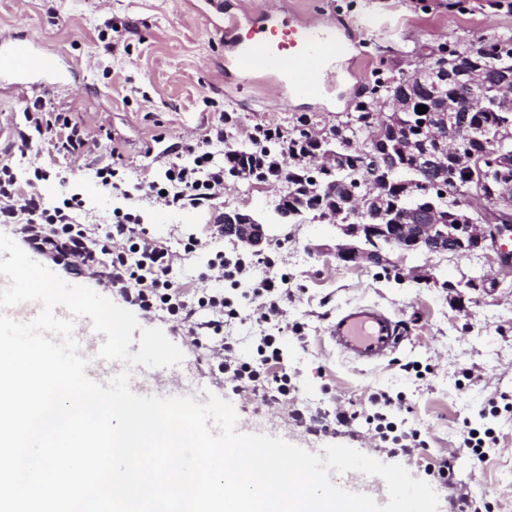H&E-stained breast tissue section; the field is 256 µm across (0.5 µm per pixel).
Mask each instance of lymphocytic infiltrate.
Here are the masks:
<instances>
[{
	"label": "lymphocytic infiltrate",
	"mask_w": 512,
	"mask_h": 512,
	"mask_svg": "<svg viewBox=\"0 0 512 512\" xmlns=\"http://www.w3.org/2000/svg\"><path fill=\"white\" fill-rule=\"evenodd\" d=\"M25 127L10 140L6 160H0V223L19 225L27 246L43 257L65 260L88 277L103 281L127 302L151 313L166 312L182 339L200 344L199 327H206L215 341L208 349L224 383L232 391L265 381L269 400L287 399L291 392L288 374L271 375L284 361L278 336L270 323L287 299L288 281L274 272L257 276L254 264L240 255L229 256L195 236L172 249L141 228L140 215L115 210L105 224L82 221L86 202L81 194L45 199L39 185L46 171L30 165L32 155L46 151L83 159L99 190L124 191L123 167L118 146L100 143L83 125L55 111L50 102L35 98L24 110ZM230 134L216 121L202 140L184 144L181 154L168 162L162 180L145 182L142 190L154 203L168 209L213 205L224 193V154L230 151ZM27 161L25 171L14 168L11 158ZM206 253V272L232 286L247 285L253 298L263 300V327L256 338V355L245 361L235 357V343L224 334L227 322L239 318L235 302L223 291L189 295L174 271L181 260ZM209 312L198 325L199 312Z\"/></svg>",
	"instance_id": "1"
}]
</instances>
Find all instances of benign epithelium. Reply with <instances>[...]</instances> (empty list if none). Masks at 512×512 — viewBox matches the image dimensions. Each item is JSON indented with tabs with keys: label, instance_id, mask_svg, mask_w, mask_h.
Returning a JSON list of instances; mask_svg holds the SVG:
<instances>
[{
	"label": "benign epithelium",
	"instance_id": "benign-epithelium-1",
	"mask_svg": "<svg viewBox=\"0 0 512 512\" xmlns=\"http://www.w3.org/2000/svg\"><path fill=\"white\" fill-rule=\"evenodd\" d=\"M447 54L448 51H443L435 64L405 81L400 94L393 99L391 111L380 114L378 123L369 127V139L376 143L370 154L372 166L397 174L411 200L403 209L402 223L369 224L370 207L385 214L382 198L359 180L343 184L350 195L352 215H335L340 231L335 254L345 265L365 263L384 267L389 264L388 252L394 250L466 254L496 249L500 240L512 239V180L490 185L493 173L512 169V128L498 127L494 148L477 154L467 142L471 116L464 108L467 95L481 83L491 81L499 88L511 87L512 65L500 63L501 48L493 40L482 42L470 55L449 58ZM426 74L432 75L437 84L452 88L454 93L444 99L440 112L433 115L425 130L427 138L436 141L440 150L429 158L419 179L414 172L401 168L394 148L404 153L418 151L420 140L409 133L406 124L410 116L407 109L417 84ZM346 168L345 155L336 148L324 151L322 161L312 165L316 172ZM461 170L470 175L466 203L455 199L456 176ZM422 187L429 195L443 193L439 200L448 202V207L455 211L456 223H440L437 206L420 195ZM224 237L251 247L269 242L263 225L245 224L232 217L225 221Z\"/></svg>",
	"mask_w": 512,
	"mask_h": 512
}]
</instances>
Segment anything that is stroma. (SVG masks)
I'll return each instance as SVG.
<instances>
[{
	"mask_svg": "<svg viewBox=\"0 0 512 512\" xmlns=\"http://www.w3.org/2000/svg\"><path fill=\"white\" fill-rule=\"evenodd\" d=\"M222 3L219 14L206 0H0V30L58 55L68 81L62 88L46 86V96L92 131L111 132L131 185L161 178L165 161L202 138L219 115L232 118L238 147L247 145L244 132L256 124L292 134L306 116L319 130L347 120L360 101L386 111L379 85L430 65L440 48L461 51L512 37V10L496 0ZM271 9L285 19L335 16L341 36L353 39L351 58L339 60L324 96L280 93L262 70L245 76L232 66L235 44ZM117 27L126 33L107 50ZM39 162L51 173L42 185L44 197L77 188L99 213L125 207L123 198L98 190L82 161L54 154ZM286 192L282 182L231 177L223 201L210 207L168 211L140 202L144 227L171 246L185 234L209 240L225 212L264 223L270 242L262 255L287 274L293 292L280 322L284 364L294 384L290 400L263 401L259 387L231 392L207 350L185 341L177 386L201 403L212 393L230 400L243 422L263 424L302 448L343 444L383 462L391 459L389 445L365 416L375 393L402 396L404 407L393 420L419 428L427 448L394 459L431 485L438 512H448L449 500L461 493L490 503V512H512V412H486L489 401L512 400V264H502L491 250L465 256L413 251L394 253L389 270L346 267L332 250L339 234L334 223L310 214L294 222L280 219L275 208ZM472 278L485 280V288H466ZM358 304L403 322L408 335L388 358L356 363L331 343L332 319ZM342 410L352 415L343 426L336 422ZM467 420L494 431L495 449L484 460L461 445ZM444 460L453 468L447 483L435 476Z\"/></svg>",
	"mask_w": 512,
	"mask_h": 512,
	"instance_id": "1",
	"label": "stroma"
}]
</instances>
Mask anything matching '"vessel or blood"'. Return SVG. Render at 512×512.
Returning a JSON list of instances; mask_svg holds the SVG:
<instances>
[{"mask_svg": "<svg viewBox=\"0 0 512 512\" xmlns=\"http://www.w3.org/2000/svg\"><path fill=\"white\" fill-rule=\"evenodd\" d=\"M337 22L323 18L316 22L297 20L287 24L277 20L262 24L248 41L240 43L232 64L247 73L255 67L281 77L289 91L306 97L318 96L330 66L336 57L347 55L349 46L338 35ZM55 56L17 35L0 34V79L7 78L22 89L38 92L46 80L60 79ZM329 336L337 350L347 358L373 362L396 351L402 336L394 318L371 306H355L340 312L329 327ZM73 337L79 354L88 361L86 374L100 384H107L123 369L121 362L99 357L105 340L97 333L90 318L74 319ZM158 369L136 366L130 380L131 390L139 395H157ZM333 483L369 495L386 496L383 479L357 471L331 474Z\"/></svg>", "mask_w": 512, "mask_h": 512, "instance_id": "obj_1", "label": "vessel or blood"}]
</instances>
